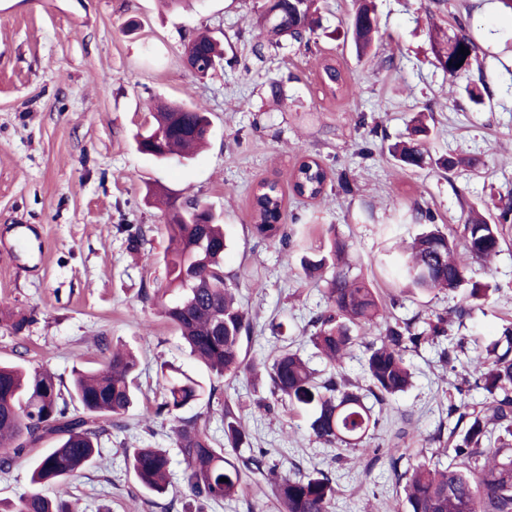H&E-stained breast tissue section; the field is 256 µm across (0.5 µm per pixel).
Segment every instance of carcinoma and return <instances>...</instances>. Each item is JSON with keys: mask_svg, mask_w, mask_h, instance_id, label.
Wrapping results in <instances>:
<instances>
[{"mask_svg": "<svg viewBox=\"0 0 512 512\" xmlns=\"http://www.w3.org/2000/svg\"><path fill=\"white\" fill-rule=\"evenodd\" d=\"M271 9L275 14L266 25L271 38L310 42L316 0H305L298 8L291 0H276ZM377 25L372 0H354L348 32L357 52L370 48ZM465 41L470 45L466 56L459 54L458 46L437 51L438 64L452 79L470 74L477 61L475 42L468 37ZM192 45L188 62L202 73L212 62L224 60L220 43L209 34L197 35ZM321 78L333 95L346 85L332 60L322 64ZM174 106L176 119L154 113L148 128L135 136L139 151L162 162L188 161L206 143L195 128L210 121L208 113L184 102ZM391 153L404 170L425 163L416 142H399ZM327 182L328 173L320 162L305 157L293 174L292 187L297 194L317 200L325 196ZM158 198L168 213L164 260L167 288L175 292L172 300L162 303L160 315L178 331L188 355L208 374L205 381L172 363L160 366L166 387L153 414L175 422L174 442L185 463L181 481L190 497L183 512H204L210 502L239 496L256 475L267 480L281 512H330L336 496L332 478L324 473L276 472L267 464L265 452L252 448L244 418L229 401L216 397L214 380H232L245 370L255 371V364L242 356L243 339L251 331L250 318L224 280V225L196 204L179 208L174 197L160 193ZM282 208L277 183L264 181L253 190V232L289 246L292 235L279 223ZM415 220L431 227L417 234L409 246L394 249L395 282L425 293L466 289L464 303L454 310L461 325L497 286L467 277V265L458 255L487 262L499 254L512 229V192L493 214L470 212L459 235L441 230L426 211L416 212ZM344 257V244L332 237L327 253L301 258L308 275L334 267L327 279L326 310L311 318L314 332L309 342L315 355L334 367L342 366L354 346L363 347L365 386L332 375L319 381L310 359L298 350L285 349L266 367L272 395L308 411V430L315 441L329 448H357L376 425L368 399L382 404L406 391L412 378L407 353L446 341L448 347L441 350L440 359L451 363L461 354L467 356L476 376L475 388L483 392L486 402L462 400L448 406V417L456 421L448 427L454 458L446 468L424 462L409 473L402 472L404 453L396 444L389 449L392 472L405 480L398 510L512 512V323L470 356L462 339L452 336V321L441 314L423 320L417 315L409 319L388 316L376 290L345 269ZM0 320L18 335L31 317L3 312ZM139 369L137 354L122 345L112 347L99 366L74 369L68 386L47 366L0 362V474H10L22 457L33 459L31 489L15 502L0 499V512H73L68 500L51 497L46 490L78 476L100 454L103 438L125 430L124 419L138 403ZM204 399L224 423L220 446L206 426L181 416ZM71 403L78 407L69 408ZM494 428L500 434L491 448L487 443L492 441ZM125 466L148 495H176L166 450L127 448Z\"/></svg>", "mask_w": 512, "mask_h": 512, "instance_id": "1", "label": "carcinoma"}]
</instances>
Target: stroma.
<instances>
[{"label":"stroma","instance_id":"35a3bbf8","mask_svg":"<svg viewBox=\"0 0 512 512\" xmlns=\"http://www.w3.org/2000/svg\"><path fill=\"white\" fill-rule=\"evenodd\" d=\"M267 3L182 0L166 9L160 0H0V237L8 244L0 250V308L34 315L19 335L0 324V359L24 352L67 382L75 365H98L116 344L141 355L130 430L113 433L100 457L56 489L77 502V512H164L126 473L124 449L164 448L173 474L184 466L169 420L152 416L164 394L157 368L164 361L190 374L198 368L158 314L166 217L149 203L150 190L200 202L221 219L224 273L254 324L247 354L269 361L281 336L303 346L308 320L326 308L324 281L300 269L303 251L323 249L325 228L345 242L351 275L371 281L385 299L392 288L378 261L418 233L409 221L414 208L453 231L468 208L494 211L512 189V13L499 0H375L378 34L362 58L343 36L353 0H318L310 42L277 46L265 41ZM244 15L250 27L241 26ZM460 21L478 46L481 69L471 78L486 83L480 105L433 52ZM206 29L223 40L225 64L201 78L186 66L184 45ZM327 59L349 84L336 97L321 85ZM160 99L193 102L212 121L208 146L189 163H161L136 148L133 136ZM419 118L429 128L430 161L404 170L389 147ZM373 126L378 136H370ZM365 146L371 156L362 154ZM448 154L483 164L448 174L435 164ZM305 155L330 173L323 199L292 191L291 174ZM264 180L278 182L282 222L297 230L300 246L254 234L252 194ZM18 225L28 226L31 248L20 247ZM131 227L144 234L136 250ZM469 274L499 286L458 330L484 344L512 322V240L489 264L470 262ZM462 297L405 293L395 313H442ZM407 361L412 385L376 406L378 425L359 468L352 452L312 440L306 412L272 398L268 379L242 375L217 386L232 406L252 412V442L267 449L269 463L332 476L330 512H396L403 486L388 467V447L408 449L406 468L428 458L448 462L434 435L449 403L472 396L463 366L440 361L436 347Z\"/></svg>","mask_w":512,"mask_h":512}]
</instances>
